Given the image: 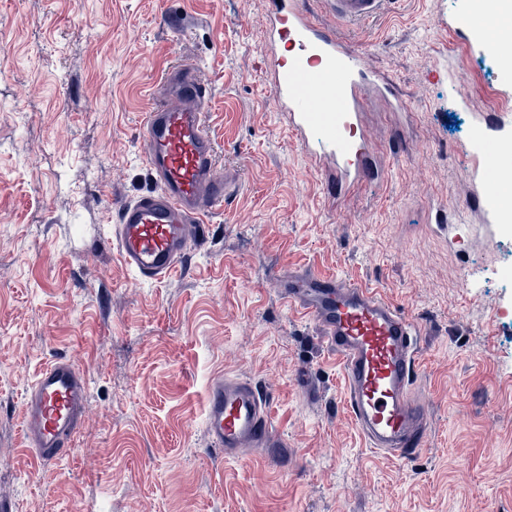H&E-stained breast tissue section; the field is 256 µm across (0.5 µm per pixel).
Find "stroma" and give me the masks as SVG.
I'll return each instance as SVG.
<instances>
[{
    "instance_id": "obj_1",
    "label": "stroma",
    "mask_w": 512,
    "mask_h": 512,
    "mask_svg": "<svg viewBox=\"0 0 512 512\" xmlns=\"http://www.w3.org/2000/svg\"><path fill=\"white\" fill-rule=\"evenodd\" d=\"M463 0H399L346 32L399 83L405 113L363 117L388 172L330 205L264 80L266 0H0V503L7 512H512V230L477 199L470 149L512 65L448 32ZM449 52L458 81L436 76ZM195 61L220 169L238 191L184 268L150 282L107 232L152 189L140 132L151 87ZM379 284L422 325L421 448H367L341 363L283 299L307 266ZM88 372L75 450L44 467L19 409L43 365ZM218 374L270 396L286 443L218 460L204 433Z\"/></svg>"
}]
</instances>
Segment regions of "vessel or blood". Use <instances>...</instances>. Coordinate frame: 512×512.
I'll use <instances>...</instances> for the list:
<instances>
[{
  "instance_id": "obj_1",
  "label": "vessel or blood",
  "mask_w": 512,
  "mask_h": 512,
  "mask_svg": "<svg viewBox=\"0 0 512 512\" xmlns=\"http://www.w3.org/2000/svg\"><path fill=\"white\" fill-rule=\"evenodd\" d=\"M326 12L358 28L389 12L397 0H321ZM264 74L276 108L300 145L310 139L327 151L313 155L334 201L379 178L376 151L361 109L376 93L393 111L403 97L388 73L369 70L355 45L317 23L307 0H268L262 49ZM210 98L198 68L179 63L163 75L143 127V159L153 190L119 204L112 241L124 264L141 278L160 281L199 248L206 218L236 191L219 171L209 131ZM477 153L498 158L482 172L480 200L491 222L501 211L497 185L512 174V139L479 134ZM288 304L317 326L343 368L346 405L368 447L396 458L423 444L428 410L412 394L421 331L380 290L345 281L315 267L281 282ZM84 368L61 356L47 364L19 410L21 434L40 462L51 466L73 453L85 419ZM270 398L252 381L212 378L204 428L215 452L227 458L246 448H279Z\"/></svg>"
}]
</instances>
